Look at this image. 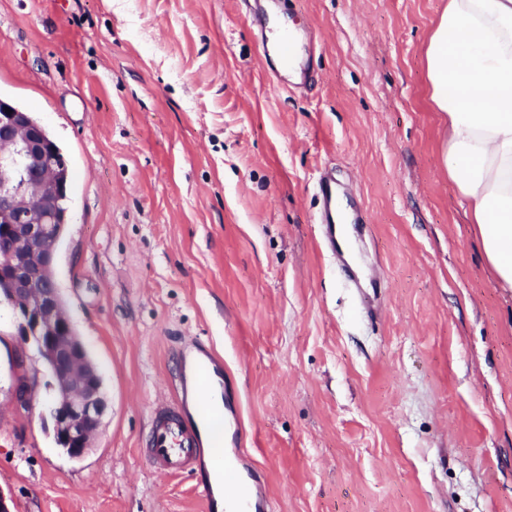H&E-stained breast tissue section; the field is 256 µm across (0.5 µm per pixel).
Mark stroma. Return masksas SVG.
<instances>
[{"label":"stroma","mask_w":512,"mask_h":512,"mask_svg":"<svg viewBox=\"0 0 512 512\" xmlns=\"http://www.w3.org/2000/svg\"><path fill=\"white\" fill-rule=\"evenodd\" d=\"M446 0H262L316 45L266 73L239 0H0V99L72 173L55 278L104 383L58 447L52 378L0 310V491L15 512H204L140 452L181 349L223 361V451L266 512H512V292L440 164L424 48ZM363 207L379 287L319 245L314 183ZM25 363L16 366V355ZM32 379L29 410L11 402Z\"/></svg>","instance_id":"stroma-1"}]
</instances>
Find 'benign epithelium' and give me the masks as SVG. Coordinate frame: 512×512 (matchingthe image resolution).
I'll list each match as a JSON object with an SVG mask.
<instances>
[{
  "instance_id": "obj_1",
  "label": "benign epithelium",
  "mask_w": 512,
  "mask_h": 512,
  "mask_svg": "<svg viewBox=\"0 0 512 512\" xmlns=\"http://www.w3.org/2000/svg\"><path fill=\"white\" fill-rule=\"evenodd\" d=\"M7 107L0 102V301L54 381L48 414L56 444L79 459L91 450L107 403L102 375L74 331L53 273L58 234L50 220L61 167L42 128ZM14 398L17 409L30 408L26 381L17 383Z\"/></svg>"
}]
</instances>
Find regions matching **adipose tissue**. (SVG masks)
Listing matches in <instances>:
<instances>
[{"label": "adipose tissue", "instance_id": "obj_1", "mask_svg": "<svg viewBox=\"0 0 512 512\" xmlns=\"http://www.w3.org/2000/svg\"><path fill=\"white\" fill-rule=\"evenodd\" d=\"M424 61L441 164L498 286L512 291V0H448Z\"/></svg>", "mask_w": 512, "mask_h": 512}]
</instances>
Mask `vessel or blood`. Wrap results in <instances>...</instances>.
<instances>
[{
	"instance_id": "vessel-or-blood-1",
	"label": "vessel or blood",
	"mask_w": 512,
	"mask_h": 512,
	"mask_svg": "<svg viewBox=\"0 0 512 512\" xmlns=\"http://www.w3.org/2000/svg\"><path fill=\"white\" fill-rule=\"evenodd\" d=\"M256 20L267 65L293 68L303 85L315 83L314 49L302 42L298 33L279 27L264 9H256ZM321 210L317 219L320 238L328 250L336 248V180L321 177L317 183ZM223 387L221 369L207 350H199L185 361L170 389L173 401L156 411L142 450L148 462L165 478L191 472L205 457L206 450L217 449L224 440V404L218 394ZM265 488L244 492H224L225 512H265Z\"/></svg>"
}]
</instances>
